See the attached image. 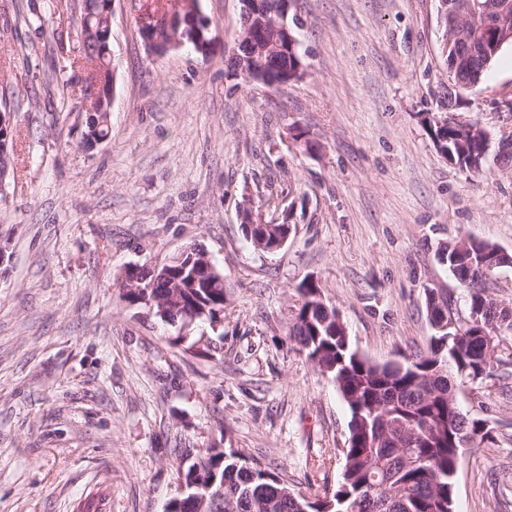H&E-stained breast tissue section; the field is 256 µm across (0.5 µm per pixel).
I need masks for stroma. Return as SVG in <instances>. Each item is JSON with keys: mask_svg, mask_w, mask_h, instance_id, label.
<instances>
[{"mask_svg": "<svg viewBox=\"0 0 512 512\" xmlns=\"http://www.w3.org/2000/svg\"><path fill=\"white\" fill-rule=\"evenodd\" d=\"M205 50L149 55L129 0H115L110 136L90 152L83 72L66 54L78 0H0V96L19 138L0 202V512H164L178 448L223 444L312 495L343 469L350 413L288 338L303 279L318 282L353 347L375 364L425 345L426 292L459 317L466 292L438 250L467 238L512 255V168L450 163L423 116L454 112L512 132V46L443 104L437 0H299L304 77L277 90L228 60L241 0H199ZM278 194L282 208L266 206ZM290 220L260 252L243 206ZM224 272L214 356L171 346L180 330L121 298L131 264L190 245ZM186 332L200 337L197 327ZM494 443L468 448L456 512H512V375L457 390Z\"/></svg>", "mask_w": 512, "mask_h": 512, "instance_id": "35a3bbf8", "label": "stroma"}]
</instances>
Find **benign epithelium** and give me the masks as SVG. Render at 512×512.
<instances>
[{
	"mask_svg": "<svg viewBox=\"0 0 512 512\" xmlns=\"http://www.w3.org/2000/svg\"><path fill=\"white\" fill-rule=\"evenodd\" d=\"M115 0L102 4L81 3V26L74 47L94 44L105 59L97 78L86 84L84 103L93 102L101 120L109 122L114 95L115 67L112 63V16ZM439 23L444 28L443 39L463 37L473 23H481L486 50L494 54L500 49L496 31L512 10V0H456L448 9V0H437ZM137 15V24L148 54L161 55L184 44V39L201 45L198 19L200 13L192 0H167L158 8L152 0H130ZM242 32L238 44L252 55L266 51L296 53L298 39L288 24V13L296 0H242ZM166 31L167 40L158 37Z\"/></svg>",
	"mask_w": 512,
	"mask_h": 512,
	"instance_id": "7a95c632",
	"label": "benign epithelium"
}]
</instances>
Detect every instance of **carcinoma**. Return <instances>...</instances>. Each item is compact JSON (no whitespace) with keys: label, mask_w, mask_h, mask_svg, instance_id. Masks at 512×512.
Returning a JSON list of instances; mask_svg holds the SVG:
<instances>
[{"label":"carcinoma","mask_w":512,"mask_h":512,"mask_svg":"<svg viewBox=\"0 0 512 512\" xmlns=\"http://www.w3.org/2000/svg\"><path fill=\"white\" fill-rule=\"evenodd\" d=\"M495 57L472 42L448 40L446 63L452 83H479ZM87 73L101 68V54L93 46L72 58ZM437 150L467 170L481 174L494 166L512 165L487 148L483 133L466 136L453 126L423 118ZM498 246L470 241L438 252L448 270L468 289L469 314L479 319L453 318L446 331L431 328L426 350L401 361L373 364L354 349L343 334L339 311L317 296L320 287L304 280L300 304L289 325V338L307 359L332 379L350 412L348 447L336 487L321 497L305 496L277 473L262 468L235 448H208L201 454L178 449L179 480L196 482L194 468L208 471L215 485L203 493L192 488L170 500L169 512H454L456 475L469 444L492 442L486 421L463 412L454 387L477 384L512 366V353L502 344L512 339V307L499 306L487 295L486 284L508 257ZM137 287L121 298L148 308L169 324L183 323L194 313L200 322L213 323L224 315V273L186 257L180 270L142 267Z\"/></svg>","instance_id":"carcinoma-1"}]
</instances>
